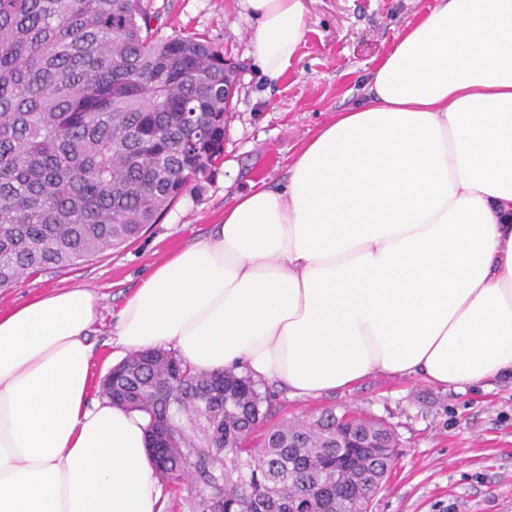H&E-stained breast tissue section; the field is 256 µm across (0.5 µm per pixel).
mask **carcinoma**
Segmentation results:
<instances>
[{"instance_id": "carcinoma-1", "label": "carcinoma", "mask_w": 512, "mask_h": 512, "mask_svg": "<svg viewBox=\"0 0 512 512\" xmlns=\"http://www.w3.org/2000/svg\"><path fill=\"white\" fill-rule=\"evenodd\" d=\"M144 0H0V288L135 240L224 154V53L158 40ZM101 388L148 417L187 512H367L394 432L329 409L251 436L273 394L234 368L133 353ZM354 423L379 448H346Z\"/></svg>"}]
</instances>
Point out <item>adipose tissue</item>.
Listing matches in <instances>:
<instances>
[{
	"instance_id": "obj_1",
	"label": "adipose tissue",
	"mask_w": 512,
	"mask_h": 512,
	"mask_svg": "<svg viewBox=\"0 0 512 512\" xmlns=\"http://www.w3.org/2000/svg\"><path fill=\"white\" fill-rule=\"evenodd\" d=\"M283 76L303 0H239ZM364 97L251 183L118 313L125 352L172 347L299 397L374 374L462 390L512 374V0H436ZM97 296L0 312V512H161L144 416L95 401Z\"/></svg>"
}]
</instances>
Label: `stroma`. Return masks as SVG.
<instances>
[{
	"label": "stroma",
	"mask_w": 512,
	"mask_h": 512,
	"mask_svg": "<svg viewBox=\"0 0 512 512\" xmlns=\"http://www.w3.org/2000/svg\"><path fill=\"white\" fill-rule=\"evenodd\" d=\"M307 31L288 71L271 80L250 54L253 22L237 0H150L157 35H192L222 49L240 83L224 139V161L201 178L132 243L76 265L26 275L0 288V309L53 288L96 293L88 339L92 374L102 379L122 348L117 315L153 268L211 233L224 206L250 183L284 184L299 148L334 114L361 97L365 74L394 34L424 17L435 0H304ZM271 424L333 407L385 421L400 443L393 471L370 512H512V377L455 391L415 377L373 375L314 398L276 387Z\"/></svg>",
	"instance_id": "1"
}]
</instances>
